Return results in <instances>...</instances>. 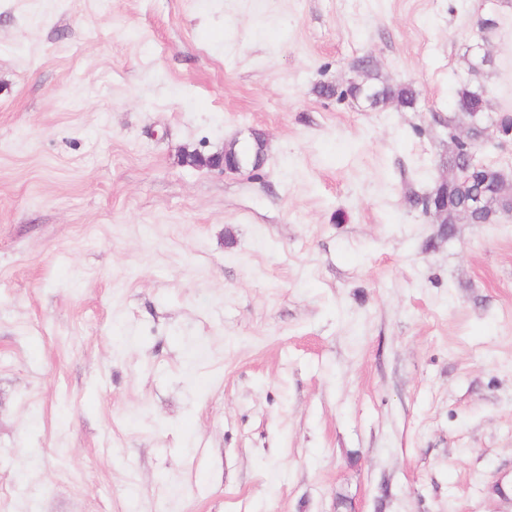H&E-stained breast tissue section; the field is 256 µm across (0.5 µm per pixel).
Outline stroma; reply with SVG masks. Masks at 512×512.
I'll return each mask as SVG.
<instances>
[{
	"label": "stroma",
	"instance_id": "1",
	"mask_svg": "<svg viewBox=\"0 0 512 512\" xmlns=\"http://www.w3.org/2000/svg\"><path fill=\"white\" fill-rule=\"evenodd\" d=\"M488 16L512 109V0H0V512H512V216L409 202ZM357 76L359 79L350 82L345 94L362 100L371 109L384 108L392 101L403 108H416L420 93L412 85H390L373 68H364Z\"/></svg>",
	"mask_w": 512,
	"mask_h": 512
}]
</instances>
